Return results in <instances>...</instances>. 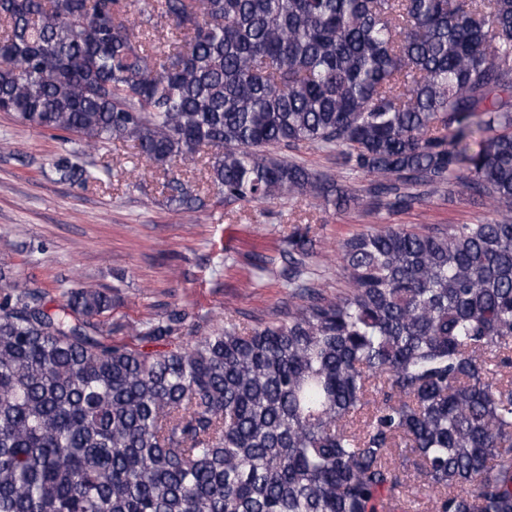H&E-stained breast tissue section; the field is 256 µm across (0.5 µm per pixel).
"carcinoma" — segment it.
Instances as JSON below:
<instances>
[{
  "label": "carcinoma",
  "mask_w": 512,
  "mask_h": 512,
  "mask_svg": "<svg viewBox=\"0 0 512 512\" xmlns=\"http://www.w3.org/2000/svg\"><path fill=\"white\" fill-rule=\"evenodd\" d=\"M134 6L0 0V112L78 145L60 180L122 142L203 211L170 173L207 148L226 204L400 213L460 186L496 214L354 235L334 295L293 241L287 310L187 339L171 312L133 345L95 322L107 291L49 307L0 267V512H417L413 484L430 512H512V0ZM306 167L320 172L331 171L336 174V160L333 156L308 147H302L296 152L288 153Z\"/></svg>",
  "instance_id": "carcinoma-1"
}]
</instances>
